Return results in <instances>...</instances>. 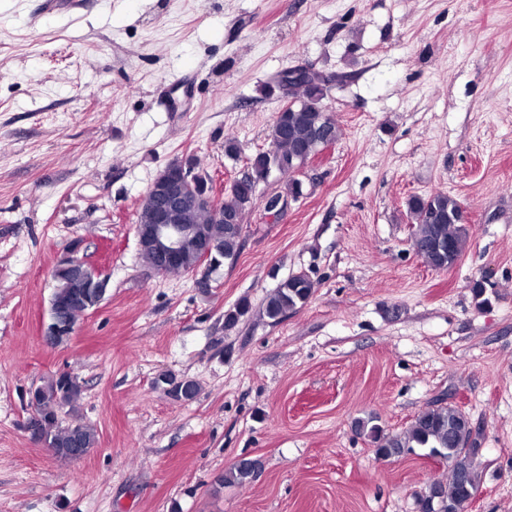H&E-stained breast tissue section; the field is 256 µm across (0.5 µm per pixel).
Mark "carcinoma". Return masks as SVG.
Returning a JSON list of instances; mask_svg holds the SVG:
<instances>
[{"instance_id": "1", "label": "carcinoma", "mask_w": 512, "mask_h": 512, "mask_svg": "<svg viewBox=\"0 0 512 512\" xmlns=\"http://www.w3.org/2000/svg\"><path fill=\"white\" fill-rule=\"evenodd\" d=\"M327 89L311 77L293 86L290 106L276 113L269 130L271 147L249 158L245 181L229 189L221 201L226 221L214 222L204 210L190 208L183 216V223L197 224L216 246V263L234 260L243 236L245 211L253 204L249 196L251 188L267 181L273 165L293 162L294 170L284 176L283 188L274 194L277 199H297L302 195V182L295 177L296 169L305 165L320 147L316 137L337 142L341 130L335 119L324 112L314 111L323 105ZM406 216L413 224L411 245L416 254L438 270L453 265L464 253L469 241V224L460 221L463 204L459 199L444 193L429 196L414 195L407 200ZM316 283L306 273L288 276L269 293L263 303V313L273 322H279L289 313L306 305L312 298ZM251 303L240 299L224 313V327H234L250 314ZM157 383L166 385L169 396L193 399L198 388L192 380H178L169 374H161ZM82 385L73 378L65 380L57 373L44 383L31 389L28 406L41 418V438L60 460H77L98 446L95 428L79 416V400ZM68 410L70 423L64 425L59 413ZM359 434L375 444L378 458L388 460L401 457L415 448L428 451V456L448 463V480L434 481L417 494L418 512H466L471 494L478 491L481 475L475 446L465 447L462 439L472 436L469 415L454 405H433L419 412L410 426L401 434L387 435L373 419L360 420L356 424ZM253 478L249 460L235 463L224 473V481L244 484Z\"/></svg>"}]
</instances>
